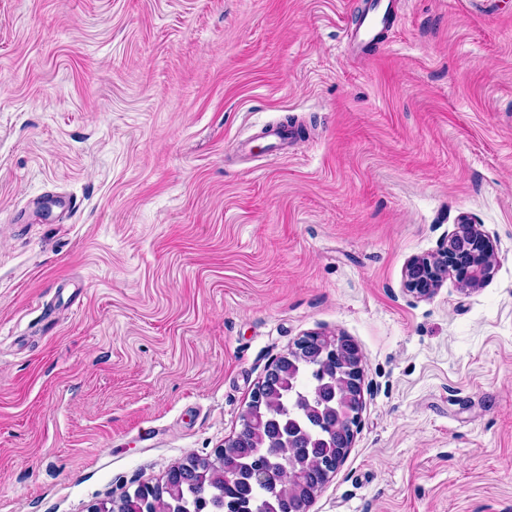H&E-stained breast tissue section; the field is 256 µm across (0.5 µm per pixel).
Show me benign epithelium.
Here are the masks:
<instances>
[{
    "label": "benign epithelium",
    "mask_w": 512,
    "mask_h": 512,
    "mask_svg": "<svg viewBox=\"0 0 512 512\" xmlns=\"http://www.w3.org/2000/svg\"><path fill=\"white\" fill-rule=\"evenodd\" d=\"M494 269V248L490 238L467 219L456 224L430 257H414L405 267L403 290L417 297H428L453 271L465 287L487 282ZM308 358L324 369L336 368L342 395L348 406L344 422L349 439H354L361 422L363 408V363L360 348L342 334L332 336L309 334L294 347L277 355L267 367L264 378L251 392L249 404L260 405L267 390L282 369L295 360Z\"/></svg>",
    "instance_id": "obj_1"
}]
</instances>
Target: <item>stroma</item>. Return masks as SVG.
Returning <instances> with one entry per match:
<instances>
[{
	"mask_svg": "<svg viewBox=\"0 0 512 512\" xmlns=\"http://www.w3.org/2000/svg\"><path fill=\"white\" fill-rule=\"evenodd\" d=\"M397 2L357 57L367 0H0V512L214 458L311 332L364 406L309 512H512V0ZM463 215L492 279L404 292Z\"/></svg>",
	"mask_w": 512,
	"mask_h": 512,
	"instance_id": "35a3bbf8",
	"label": "stroma"
}]
</instances>
